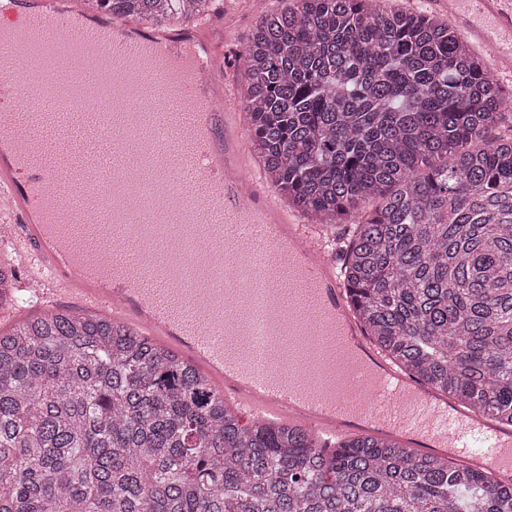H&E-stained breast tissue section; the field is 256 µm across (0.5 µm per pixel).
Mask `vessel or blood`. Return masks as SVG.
Segmentation results:
<instances>
[{"label":"vessel or blood","instance_id":"obj_1","mask_svg":"<svg viewBox=\"0 0 512 512\" xmlns=\"http://www.w3.org/2000/svg\"><path fill=\"white\" fill-rule=\"evenodd\" d=\"M434 3L464 36L493 50L504 75L512 74V0ZM22 26L30 40L48 33L71 36L116 60L146 54L157 44L201 56L197 80L174 82L161 71L140 77V88L119 122L105 99L91 102L71 87L47 81L23 83L16 68L22 54L0 44V86L11 89L9 102L0 106V136L17 141L35 158L42 131L57 135L56 169L25 183L11 165L0 164V243L11 246L29 267L35 296L72 299L84 309L112 308L208 367L219 393L245 414L299 420L322 443L335 444L353 431L379 432L424 452L473 459L481 470L512 471V431L442 402L372 348L348 307L338 261L321 244L320 226L288 223L271 191L255 175L244 173L245 140L225 118L238 101L211 41L165 25L149 34L130 35L107 21L81 24L68 0H47L25 15ZM203 81L218 92L219 107L210 113L222 144L218 161L187 118L202 109ZM25 97L30 106L22 105ZM127 138L150 147L141 159L143 173L124 160ZM62 173L80 187L85 203L62 211L61 219L79 224L93 213L106 229L102 248L77 264L64 260L33 221L34 207L44 204ZM167 196L175 201L183 227L167 242L180 257L179 267L164 269L156 257L118 262L126 242L163 235L169 222L163 206ZM256 253L265 260L266 276L287 277L293 293L312 288L322 296L327 320L296 315L294 333H340L354 342L373 378L363 402L324 393L307 382L301 367L290 363L271 359L263 373L252 371L249 336L254 323L262 322L266 339L286 335L274 311L276 289L264 291L269 312L255 315L249 258ZM201 256L213 271L207 288L193 282Z\"/></svg>","mask_w":512,"mask_h":512}]
</instances>
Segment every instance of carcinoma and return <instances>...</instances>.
Returning <instances> with one entry per match:
<instances>
[{
  "label": "carcinoma",
  "mask_w": 512,
  "mask_h": 512,
  "mask_svg": "<svg viewBox=\"0 0 512 512\" xmlns=\"http://www.w3.org/2000/svg\"><path fill=\"white\" fill-rule=\"evenodd\" d=\"M212 2L85 0L150 25ZM242 61L273 186L351 225L342 281L368 336L512 427V97L447 23L376 0L263 9ZM0 512H512V484L398 441L244 425L168 346L53 312L0 336Z\"/></svg>",
  "instance_id": "carcinoma-1"
}]
</instances>
